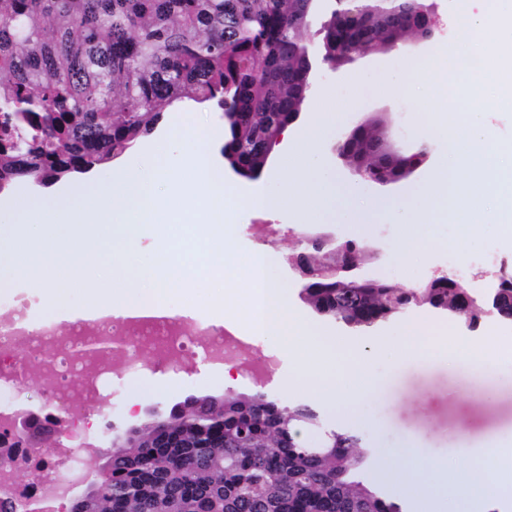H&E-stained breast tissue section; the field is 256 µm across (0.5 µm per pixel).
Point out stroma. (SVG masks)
Listing matches in <instances>:
<instances>
[{"mask_svg": "<svg viewBox=\"0 0 512 512\" xmlns=\"http://www.w3.org/2000/svg\"><path fill=\"white\" fill-rule=\"evenodd\" d=\"M454 43V38L444 33L430 43L410 42L397 52L356 58L337 69L322 71L314 80L315 94H322L328 89L334 93L333 101L325 104V111L339 112L344 116L335 131L316 144L322 167L338 184L357 187L365 196L381 193L402 205L410 190L423 185L439 167L448 150V142L432 132L433 107L425 100L418 80L413 77V70L417 63L433 58L441 48ZM389 73L401 77L403 87L385 94L378 90L377 84ZM178 113L187 114L197 128L214 132V139L205 144L204 150L224 185L236 188L245 196L270 195L277 190L276 174L288 149L287 143L279 144L259 179L248 180L233 172L224 159V114L215 103L197 104L188 100L175 103L156 129V137L170 136L173 117ZM376 118L383 121L394 149L407 150L423 143L430 146L429 157L423 166L381 190L368 183L354 181L348 166L337 158L333 149L340 136ZM233 222L238 231L236 250L243 258L259 248L252 234V225L278 226L274 253L279 259L278 281L286 291L288 304L310 325L323 327V318L314 314L301 300L300 287L284 258L301 250L307 234L320 233L331 240H345L351 234L349 226L336 220L324 224H301L294 211L258 212L246 205L234 212ZM458 234L459 228L455 224L441 221L434 224L433 243L422 245L411 268L406 269L396 253L398 225L375 219L362 239L369 259L361 271L384 278L400 288L406 287L411 279L423 281L432 270L443 268L446 258L456 257L453 242ZM404 321L420 325V338L426 343V350L401 353L394 362L377 359L376 371L383 387L378 395L363 400L361 421L342 424L335 411L322 403L318 409L323 425L328 428L346 426L348 431L363 436L371 448L381 444L393 449L407 443L423 449L430 462L464 467L478 463L479 450L488 442L511 443L512 356L498 358L490 368L474 366L465 373L453 361L449 349L452 336L460 335V328L445 331L444 317L419 309L405 315L403 321L386 324L380 331L381 336L397 337ZM251 344L254 359L279 355L277 346L264 337H253ZM279 357V365L259 385L239 377L234 382H225L222 371L201 361L185 373L174 374L158 369L125 378L118 387L111 414L101 419L95 430L104 445H111L113 440L124 439L130 427L168 416L175 404L190 396L219 398L228 393L249 394L259 390L284 404L312 403V396L287 385L289 376L296 370L295 361L285 355ZM484 389L494 392L493 400L486 402L481 399L480 392Z\"/></svg>", "mask_w": 512, "mask_h": 512, "instance_id": "1", "label": "stroma"}]
</instances>
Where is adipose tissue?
Masks as SVG:
<instances>
[{
    "instance_id": "1",
    "label": "adipose tissue",
    "mask_w": 512,
    "mask_h": 512,
    "mask_svg": "<svg viewBox=\"0 0 512 512\" xmlns=\"http://www.w3.org/2000/svg\"><path fill=\"white\" fill-rule=\"evenodd\" d=\"M422 457L418 450L398 455L386 453L381 457L379 469L392 476L397 485H418L421 496L446 494L448 512H470L474 500L490 496L503 486H512V460L494 444L484 448L479 466L439 467L428 487L418 484V463Z\"/></svg>"
}]
</instances>
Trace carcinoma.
Instances as JSON below:
<instances>
[{
    "label": "carcinoma",
    "mask_w": 512,
    "mask_h": 512,
    "mask_svg": "<svg viewBox=\"0 0 512 512\" xmlns=\"http://www.w3.org/2000/svg\"><path fill=\"white\" fill-rule=\"evenodd\" d=\"M317 0H0V192L23 177L43 183L84 173L150 134L173 103L214 102L228 114L232 163L257 175L266 140L301 112L313 92L309 49L336 62V26L307 38ZM436 16L416 0L400 27L367 20L357 55L395 50ZM344 159L366 174L380 167L374 134L355 129ZM305 302L320 317L367 336L416 309L448 314L476 330L492 316L512 323V273L499 271L497 303L474 299L438 271L410 288L355 274L364 247L336 243V259L307 247ZM224 421V439L180 420L111 450L110 463L70 512H406L365 478L363 438L330 429L309 444L301 430L319 411L282 406L263 392L226 395L224 405L189 407Z\"/></svg>",
    "instance_id": "carcinoma-1"
}]
</instances>
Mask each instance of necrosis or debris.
Wrapping results in <instances>:
<instances>
[{
  "mask_svg": "<svg viewBox=\"0 0 512 512\" xmlns=\"http://www.w3.org/2000/svg\"><path fill=\"white\" fill-rule=\"evenodd\" d=\"M36 302L24 292L0 299V390L9 388L22 372L37 374L51 384L54 405L71 409L72 423L81 432L92 429L98 406L111 399L109 384L137 368L141 350H150L173 371L200 360L213 365L230 361L252 382L265 379L276 364L272 358L248 360L246 341L209 325L184 323L176 316L141 325L112 319L84 321L64 330L46 322L35 330L30 316ZM93 336H130L136 346L116 359L104 353L85 354V342Z\"/></svg>",
  "mask_w": 512,
  "mask_h": 512,
  "instance_id": "1",
  "label": "necrosis or debris"
}]
</instances>
